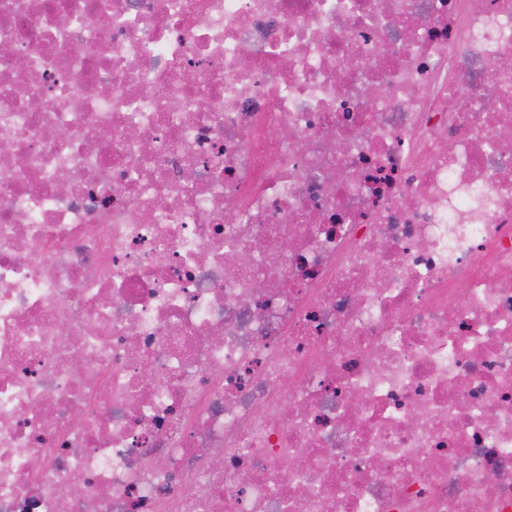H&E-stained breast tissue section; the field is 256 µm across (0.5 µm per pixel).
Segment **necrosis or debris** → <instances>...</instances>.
I'll return each mask as SVG.
<instances>
[{
	"label": "necrosis or debris",
	"instance_id": "obj_1",
	"mask_svg": "<svg viewBox=\"0 0 512 512\" xmlns=\"http://www.w3.org/2000/svg\"><path fill=\"white\" fill-rule=\"evenodd\" d=\"M0 512H512V0H0Z\"/></svg>",
	"mask_w": 512,
	"mask_h": 512
}]
</instances>
